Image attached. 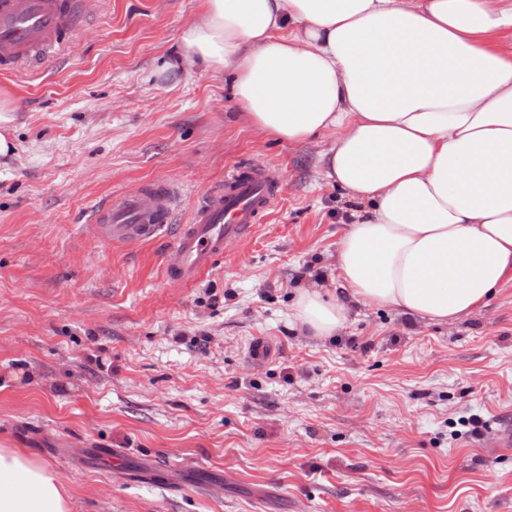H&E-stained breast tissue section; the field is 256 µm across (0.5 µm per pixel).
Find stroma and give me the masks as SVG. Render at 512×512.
Listing matches in <instances>:
<instances>
[{
    "label": "stroma",
    "mask_w": 512,
    "mask_h": 512,
    "mask_svg": "<svg viewBox=\"0 0 512 512\" xmlns=\"http://www.w3.org/2000/svg\"><path fill=\"white\" fill-rule=\"evenodd\" d=\"M200 0H90L62 56L0 73V446L52 466L73 512H512V282L448 323L354 306L336 337L295 320L335 288L344 202L319 154L238 115L223 77L158 67ZM277 175L250 239L190 287L162 231L112 245L96 208L152 180L186 221L241 163ZM220 302H213V295ZM271 355L255 360L257 338ZM16 109L8 93L0 91V157L13 154Z\"/></svg>",
    "instance_id": "obj_1"
}]
</instances>
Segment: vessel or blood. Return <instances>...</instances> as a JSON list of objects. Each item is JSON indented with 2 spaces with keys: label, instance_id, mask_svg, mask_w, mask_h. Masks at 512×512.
<instances>
[{
  "label": "vessel or blood",
  "instance_id": "b4317fda",
  "mask_svg": "<svg viewBox=\"0 0 512 512\" xmlns=\"http://www.w3.org/2000/svg\"><path fill=\"white\" fill-rule=\"evenodd\" d=\"M85 0H0V72L19 63L33 66L53 56L66 33L85 21ZM276 177L266 166L234 167L223 186L209 190L187 223L174 221L178 190L158 180L132 194L116 197L97 217L102 241L147 242L172 229L165 254V275L179 285L207 276L218 259L253 231L258 216L273 202Z\"/></svg>",
  "mask_w": 512,
  "mask_h": 512
}]
</instances>
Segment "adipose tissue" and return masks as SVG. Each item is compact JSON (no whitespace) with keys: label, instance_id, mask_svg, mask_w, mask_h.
<instances>
[{"label":"adipose tissue","instance_id":"ef3b65f1","mask_svg":"<svg viewBox=\"0 0 512 512\" xmlns=\"http://www.w3.org/2000/svg\"><path fill=\"white\" fill-rule=\"evenodd\" d=\"M197 67L274 141L335 136L349 223L339 294L294 299L310 335L356 304L447 322L512 281V0H201L163 70ZM71 510L55 469L0 448V512Z\"/></svg>","mask_w":512,"mask_h":512}]
</instances>
